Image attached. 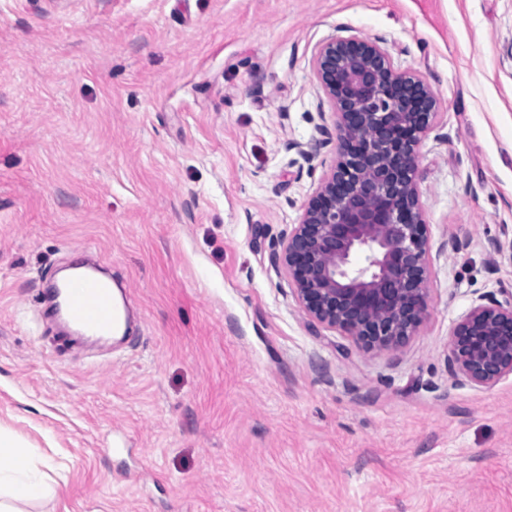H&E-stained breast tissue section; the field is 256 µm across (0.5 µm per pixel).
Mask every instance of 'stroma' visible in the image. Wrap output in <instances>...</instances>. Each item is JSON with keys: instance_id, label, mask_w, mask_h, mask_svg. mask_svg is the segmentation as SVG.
Returning a JSON list of instances; mask_svg holds the SVG:
<instances>
[{"instance_id": "35a3bbf8", "label": "stroma", "mask_w": 512, "mask_h": 512, "mask_svg": "<svg viewBox=\"0 0 512 512\" xmlns=\"http://www.w3.org/2000/svg\"><path fill=\"white\" fill-rule=\"evenodd\" d=\"M353 36L440 98L395 353L310 321L272 260L339 152L314 54ZM88 254L138 322L80 353L44 311ZM503 288L512 0H0V428L55 488L29 512H512V375L447 364Z\"/></svg>"}]
</instances>
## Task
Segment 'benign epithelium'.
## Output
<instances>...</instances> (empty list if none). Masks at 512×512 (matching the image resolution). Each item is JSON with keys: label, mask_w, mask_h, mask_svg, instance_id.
<instances>
[{"label": "benign epithelium", "mask_w": 512, "mask_h": 512, "mask_svg": "<svg viewBox=\"0 0 512 512\" xmlns=\"http://www.w3.org/2000/svg\"><path fill=\"white\" fill-rule=\"evenodd\" d=\"M335 109L336 165L274 252L312 321L367 351H398L426 316L427 224L417 146L439 98L394 68L379 42L332 38L314 58ZM448 374L489 387L512 375V292L479 298L454 323Z\"/></svg>", "instance_id": "benign-epithelium-1"}]
</instances>
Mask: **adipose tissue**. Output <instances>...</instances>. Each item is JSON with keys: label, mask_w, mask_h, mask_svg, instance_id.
Here are the masks:
<instances>
[{"label": "adipose tissue", "mask_w": 512, "mask_h": 512, "mask_svg": "<svg viewBox=\"0 0 512 512\" xmlns=\"http://www.w3.org/2000/svg\"><path fill=\"white\" fill-rule=\"evenodd\" d=\"M44 466L37 449L0 431V512H19L52 493Z\"/></svg>", "instance_id": "adipose-tissue-1"}]
</instances>
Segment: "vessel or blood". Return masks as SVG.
I'll return each mask as SVG.
<instances>
[{"instance_id": "obj_1", "label": "vessel or blood", "mask_w": 512, "mask_h": 512, "mask_svg": "<svg viewBox=\"0 0 512 512\" xmlns=\"http://www.w3.org/2000/svg\"><path fill=\"white\" fill-rule=\"evenodd\" d=\"M56 312L81 334L110 338L120 322V311L110 282L88 269L53 289Z\"/></svg>"}]
</instances>
